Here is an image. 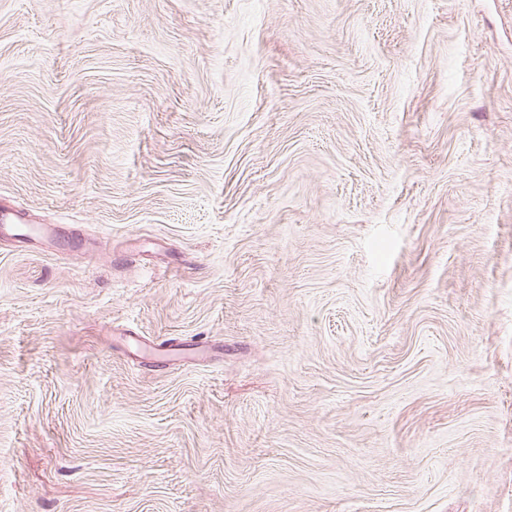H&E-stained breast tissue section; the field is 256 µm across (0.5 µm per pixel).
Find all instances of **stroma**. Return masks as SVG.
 I'll return each instance as SVG.
<instances>
[{
  "label": "stroma",
  "instance_id": "stroma-1",
  "mask_svg": "<svg viewBox=\"0 0 512 512\" xmlns=\"http://www.w3.org/2000/svg\"><path fill=\"white\" fill-rule=\"evenodd\" d=\"M3 207L0 512H512V0H0ZM8 213L2 212V224L0 225V235L11 234L20 243L31 244L43 241L53 237V230L44 224H4L3 220L7 218Z\"/></svg>",
  "mask_w": 512,
  "mask_h": 512
}]
</instances>
